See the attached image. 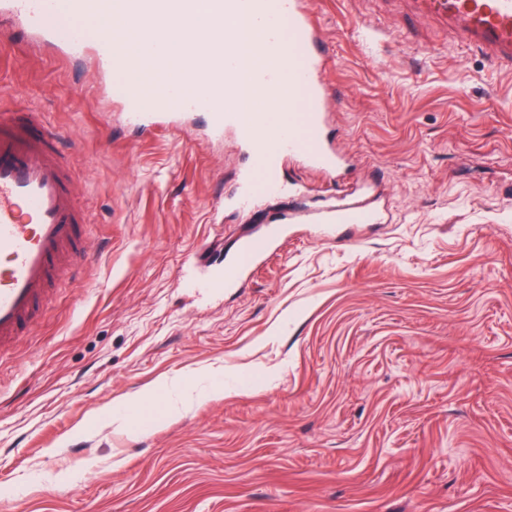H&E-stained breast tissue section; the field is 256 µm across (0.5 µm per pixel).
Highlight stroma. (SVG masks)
<instances>
[{
    "label": "stroma",
    "instance_id": "1",
    "mask_svg": "<svg viewBox=\"0 0 512 512\" xmlns=\"http://www.w3.org/2000/svg\"><path fill=\"white\" fill-rule=\"evenodd\" d=\"M339 181L233 205L208 112L128 125L94 50L0 33V110L59 134L89 258L0 354V512H512V74L380 0H309ZM385 221L299 223L337 187ZM287 226L243 287L198 296Z\"/></svg>",
    "mask_w": 512,
    "mask_h": 512
}]
</instances>
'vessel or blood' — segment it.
<instances>
[{"label": "vessel or blood", "instance_id": "b4317fda", "mask_svg": "<svg viewBox=\"0 0 512 512\" xmlns=\"http://www.w3.org/2000/svg\"><path fill=\"white\" fill-rule=\"evenodd\" d=\"M167 0H123L125 17L141 24L163 12ZM198 18L195 7L180 10L173 27L185 30L204 67L196 81L202 94L184 95L169 81L163 96H152L140 80L144 66L161 67L163 55L134 60L120 70L112 95L123 102L127 120L144 125L166 120L171 110L203 109L211 133H235L251 159L241 175L238 208L263 196L285 192L275 161L296 156L329 174L345 163L325 133L327 91L323 81L327 50L305 0H208ZM112 0H0V13L17 19L39 42L66 52L94 49L111 67L122 44V29L106 34L77 27L76 19L106 13ZM409 12L449 29L461 43L484 50L512 71V0H403ZM246 73L252 98L274 86L286 96L277 112L244 111L235 77ZM40 113L0 112V350L35 322L55 294L57 282L85 257L84 216L73 197L67 156L59 138L43 133ZM323 233L335 224H381L383 212L341 192L314 218ZM273 236L242 242L235 260L205 281L213 293L242 285L277 248Z\"/></svg>", "mask_w": 512, "mask_h": 512}]
</instances>
